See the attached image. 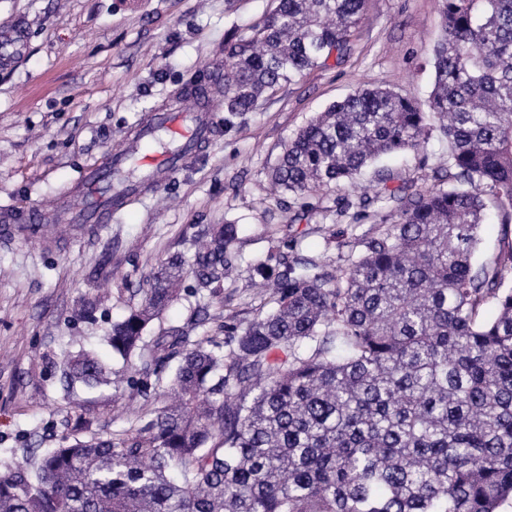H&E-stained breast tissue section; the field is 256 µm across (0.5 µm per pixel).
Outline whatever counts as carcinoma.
<instances>
[{
  "label": "carcinoma",
  "mask_w": 512,
  "mask_h": 512,
  "mask_svg": "<svg viewBox=\"0 0 512 512\" xmlns=\"http://www.w3.org/2000/svg\"><path fill=\"white\" fill-rule=\"evenodd\" d=\"M224 47L207 103L252 112L266 93L342 63L366 0H274ZM429 96L360 88L318 113L273 173L293 195L357 187L384 155L448 141V175L373 201L394 221L350 263L301 254L254 267L269 308L223 338L148 325L186 269L161 265L112 322V355L144 409L0 473V512H501L512 501V253L478 262L493 209L512 225V0H439ZM195 252L206 288L239 255L237 225ZM491 304L495 313L482 317ZM66 392L112 383L84 347L57 364Z\"/></svg>",
  "instance_id": "cac0c4a2"
}]
</instances>
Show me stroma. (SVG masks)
Listing matches in <instances>:
<instances>
[{"label":"stroma","instance_id":"1","mask_svg":"<svg viewBox=\"0 0 512 512\" xmlns=\"http://www.w3.org/2000/svg\"><path fill=\"white\" fill-rule=\"evenodd\" d=\"M270 0H0V28L25 23L30 49L0 70V211L40 207L38 234L0 223V465L15 448H55L68 429L88 436L126 427L143 398L105 336L172 256L192 260L195 242L216 224H234L243 257L209 299L208 324L225 312L241 321L262 296L252 267L268 262L274 241L334 265L359 252L372 220L351 223L360 193L330 186L299 200L272 180L285 146L316 113L356 88L387 87L427 97L432 48L442 33L438 0H368L344 64L311 70L265 94L253 112L214 106L217 134L160 190L147 192L105 224H70L65 190L87 166L121 146L154 108L176 99L203 73L224 69V41L260 20ZM447 143L432 132L425 150H408L367 169L396 183L444 168ZM194 273L147 329L187 324ZM103 294L95 320L77 319L81 299ZM109 356L118 388L60 389L53 362L62 351Z\"/></svg>","mask_w":512,"mask_h":512}]
</instances>
